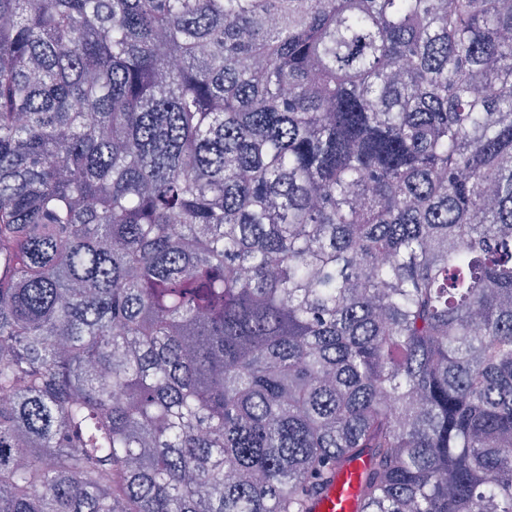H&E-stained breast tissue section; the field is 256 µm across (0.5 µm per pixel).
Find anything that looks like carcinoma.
<instances>
[{
	"label": "carcinoma",
	"mask_w": 512,
	"mask_h": 512,
	"mask_svg": "<svg viewBox=\"0 0 512 512\" xmlns=\"http://www.w3.org/2000/svg\"><path fill=\"white\" fill-rule=\"evenodd\" d=\"M0 512H512V0H0ZM365 463L364 457L358 459L335 478L328 492L314 504L313 512H355L357 487Z\"/></svg>",
	"instance_id": "carcinoma-1"
}]
</instances>
